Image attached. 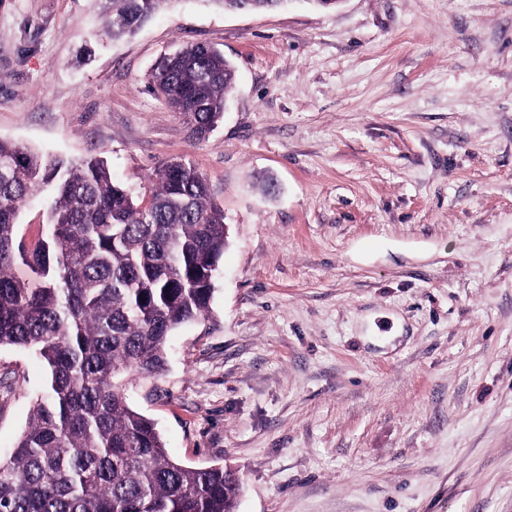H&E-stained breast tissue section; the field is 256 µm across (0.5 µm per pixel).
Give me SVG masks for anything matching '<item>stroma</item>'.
I'll return each instance as SVG.
<instances>
[{"mask_svg": "<svg viewBox=\"0 0 512 512\" xmlns=\"http://www.w3.org/2000/svg\"><path fill=\"white\" fill-rule=\"evenodd\" d=\"M187 43L237 75L203 140L146 87ZM0 138L206 176L211 312L126 398L237 512H512V0H174L119 41L97 0H0ZM46 380L0 347V456Z\"/></svg>", "mask_w": 512, "mask_h": 512, "instance_id": "stroma-1", "label": "stroma"}]
</instances>
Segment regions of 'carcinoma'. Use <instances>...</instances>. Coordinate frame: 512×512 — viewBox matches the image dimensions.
<instances>
[{
	"label": "carcinoma",
	"mask_w": 512,
	"mask_h": 512,
	"mask_svg": "<svg viewBox=\"0 0 512 512\" xmlns=\"http://www.w3.org/2000/svg\"><path fill=\"white\" fill-rule=\"evenodd\" d=\"M168 2L107 0L103 33L131 36ZM235 84L224 53L202 43L147 76L199 140ZM0 163L10 164L0 170V346L31 349L48 370L0 458V512H236L237 473L174 459L124 394L125 377L164 369L175 329L210 312L227 232L205 175L184 157L164 161L145 206L97 155L66 164L0 139ZM45 184L50 231L27 246L20 208ZM19 262L33 283L14 275Z\"/></svg>",
	"instance_id": "cac0c4a2"
}]
</instances>
